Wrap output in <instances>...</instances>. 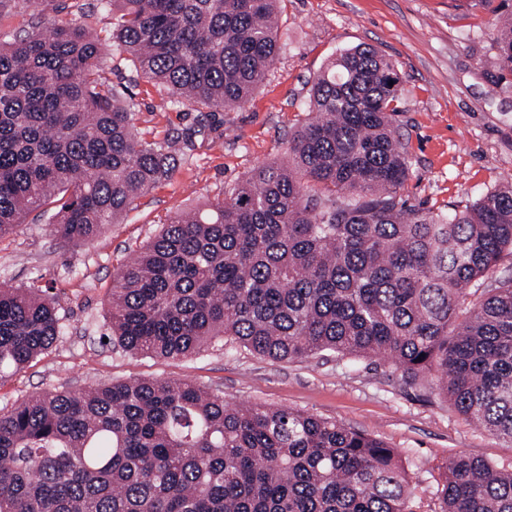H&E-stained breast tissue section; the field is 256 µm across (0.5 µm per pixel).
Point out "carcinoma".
<instances>
[{
	"instance_id": "1",
	"label": "carcinoma",
	"mask_w": 512,
	"mask_h": 512,
	"mask_svg": "<svg viewBox=\"0 0 512 512\" xmlns=\"http://www.w3.org/2000/svg\"><path fill=\"white\" fill-rule=\"evenodd\" d=\"M279 0H106L111 35L63 0L0 42V238L44 205L84 243L171 179L201 129L141 137L108 77V50L207 118L245 104L280 51ZM512 73V14L495 24ZM395 64L349 49L313 80L315 116L229 200L175 212L115 273L112 343L186 358L224 338L272 361L324 351L379 358L512 441V280L462 310L512 250V183L448 213L401 195ZM60 300L0 288V379L60 335ZM439 512H512V471L459 455L439 467ZM401 454L333 420L228 404L186 381L131 379L32 396L0 414V512H413Z\"/></svg>"
}]
</instances>
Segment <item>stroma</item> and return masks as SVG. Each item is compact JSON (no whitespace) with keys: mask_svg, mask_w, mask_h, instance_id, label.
Listing matches in <instances>:
<instances>
[{"mask_svg":"<svg viewBox=\"0 0 512 512\" xmlns=\"http://www.w3.org/2000/svg\"><path fill=\"white\" fill-rule=\"evenodd\" d=\"M499 10L512 11V0H284L282 50L266 83L242 107L209 118L189 160L119 223L89 242L67 243L54 232L52 210L41 208L0 238V285L59 294L62 306L52 348L0 379V412L36 394L111 380L188 381L237 404L288 407L379 438L400 452L416 512H436L438 468L456 455L512 470L511 441L478 427L436 391L404 384L375 358L324 353L274 362L218 340L192 357L160 359L105 340L116 270L166 215L223 201L253 168L287 162L288 141L309 115L313 78L345 50L374 46L401 76L396 124L408 150L402 194L410 204L447 211L512 181V76L494 87L484 74ZM111 82L132 100L144 137L160 139L197 120L191 110L166 108L134 72H114Z\"/></svg>","mask_w":512,"mask_h":512,"instance_id":"35a3bbf8","label":"stroma"}]
</instances>
